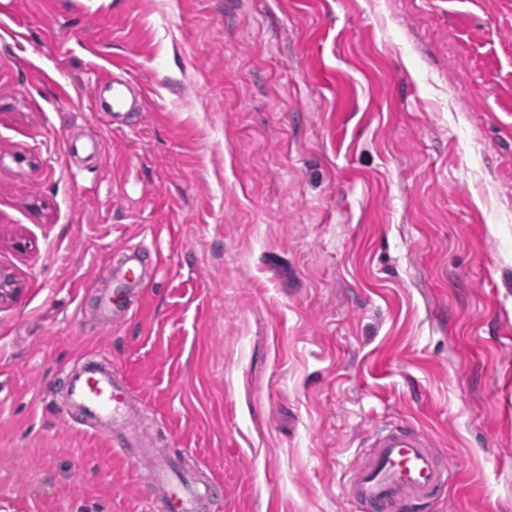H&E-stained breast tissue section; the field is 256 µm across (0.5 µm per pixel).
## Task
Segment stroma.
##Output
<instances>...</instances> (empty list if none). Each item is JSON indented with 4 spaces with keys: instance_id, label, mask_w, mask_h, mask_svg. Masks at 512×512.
Returning <instances> with one entry per match:
<instances>
[{
    "instance_id": "obj_1",
    "label": "stroma",
    "mask_w": 512,
    "mask_h": 512,
    "mask_svg": "<svg viewBox=\"0 0 512 512\" xmlns=\"http://www.w3.org/2000/svg\"><path fill=\"white\" fill-rule=\"evenodd\" d=\"M0 270V512H150L65 421L101 352L202 512H352L389 421L512 512V0H0ZM97 112L112 113V119L125 112H133L142 105L143 90L131 80L110 75L99 77L94 88Z\"/></svg>"
}]
</instances>
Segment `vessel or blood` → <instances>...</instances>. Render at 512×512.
Wrapping results in <instances>:
<instances>
[{
    "mask_svg": "<svg viewBox=\"0 0 512 512\" xmlns=\"http://www.w3.org/2000/svg\"><path fill=\"white\" fill-rule=\"evenodd\" d=\"M94 100L97 111L117 117L141 106L143 90L133 81L102 76L96 81ZM130 390V383L113 376L103 359L72 373L67 385L70 406L97 432L107 434L124 460L133 462L145 442L120 435L138 415ZM174 466L171 458L156 455L141 470L143 484L159 490L157 512H201L211 496L210 484L173 477ZM455 476V469L421 429L393 423L367 436L365 449L348 469L343 488L357 512H420L422 505L443 494Z\"/></svg>",
    "mask_w": 512,
    "mask_h": 512,
    "instance_id": "b4317fda",
    "label": "vessel or blood"
}]
</instances>
